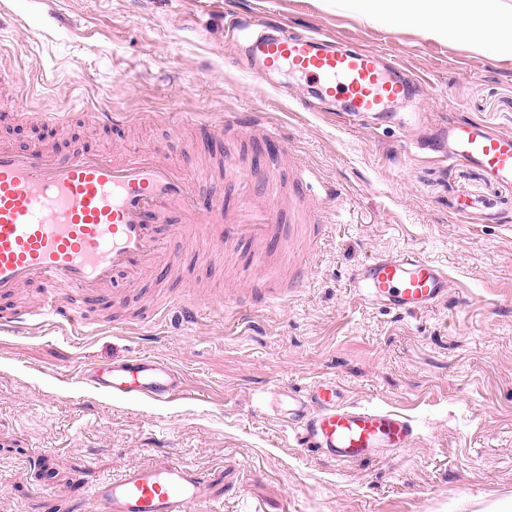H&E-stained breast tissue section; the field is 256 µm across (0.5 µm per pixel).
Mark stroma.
Here are the masks:
<instances>
[{
  "mask_svg": "<svg viewBox=\"0 0 512 512\" xmlns=\"http://www.w3.org/2000/svg\"><path fill=\"white\" fill-rule=\"evenodd\" d=\"M233 13L387 53L414 76L425 120L405 131L350 124L338 100L302 111L307 83L284 70L255 77L227 34ZM0 62L34 109L96 103L132 113L131 138L175 151L204 193L231 187L220 155L188 126L194 113L261 114L288 141L281 165H303L340 191L319 258L273 309L231 319L228 281L252 268L251 252L208 265L176 237L184 264L161 284L140 277L119 310L94 308L89 335L0 332V512H92L88 494L102 475L166 461L209 473L193 512H493L512 502V188L415 147L462 117L512 134V57L369 20L345 0H0ZM0 140L110 143L88 127L44 138L25 122L1 127ZM463 197L475 206L465 218ZM409 248L447 268L448 296L397 318L363 300L351 274ZM178 294L204 301L194 327L170 312L129 330ZM137 354L181 369L188 397L112 399L64 376ZM320 379L336 380L352 403L414 419L416 445L339 464L296 447L277 416L252 411L258 388Z\"/></svg>",
  "mask_w": 512,
  "mask_h": 512,
  "instance_id": "1",
  "label": "stroma"
}]
</instances>
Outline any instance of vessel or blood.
Masks as SVG:
<instances>
[{
    "mask_svg": "<svg viewBox=\"0 0 512 512\" xmlns=\"http://www.w3.org/2000/svg\"><path fill=\"white\" fill-rule=\"evenodd\" d=\"M234 32H250L248 53L258 74L288 69L312 88L319 100L341 98L345 118L359 122L381 115L391 104L407 102L408 78L401 65L380 52L344 46L321 33L280 35L264 32L258 20L236 19ZM11 68L0 64V93L9 92L10 109L0 125L25 121L61 129L67 117L31 111L12 89ZM77 118L104 131L126 127L130 115L105 107L77 111ZM449 165L479 167L486 178L512 187V135L490 132L463 119L446 133ZM254 148L277 156L286 147L275 128L266 129ZM235 158L223 173L236 180L234 197L202 194L174 153L128 142L119 150L81 147L56 150L38 145L0 142V330L16 331L54 319L84 334L90 304L120 306L114 286L119 277L153 272L168 276L181 262L172 236L188 241L217 231V250L253 249L256 262L287 246L290 234L307 219L314 232L326 226L336 187L313 186V175L298 167L288 183L274 168H256L240 177ZM288 193L298 220L284 225L273 198ZM216 252L199 259L214 261ZM312 256L301 259L289 285L267 283L239 296L234 318L280 304L289 288L299 287ZM352 283L371 304L404 315L425 312L448 296V272L412 249L375 257L356 269ZM25 287L41 289L38 309L12 305ZM78 383L106 395L154 404L179 398L186 377L161 358L136 355L105 368L80 366ZM260 408L279 416L298 447L339 464L384 458L413 447L418 430L411 418L376 406L347 402L335 380H318L304 392L273 385L260 397ZM208 484L205 472L181 463L152 464L104 478L91 492L94 512H191Z\"/></svg>",
    "mask_w": 512,
    "mask_h": 512,
    "instance_id": "vessel-or-blood-1",
    "label": "vessel or blood"
}]
</instances>
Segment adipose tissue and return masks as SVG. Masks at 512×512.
I'll list each match as a JSON object with an SVG mask.
<instances>
[{"instance_id":"adipose-tissue-1","label":"adipose tissue","mask_w":512,"mask_h":512,"mask_svg":"<svg viewBox=\"0 0 512 512\" xmlns=\"http://www.w3.org/2000/svg\"><path fill=\"white\" fill-rule=\"evenodd\" d=\"M348 4L371 19H398L482 51L512 53V38L500 33L502 22L512 18V0H348Z\"/></svg>"}]
</instances>
